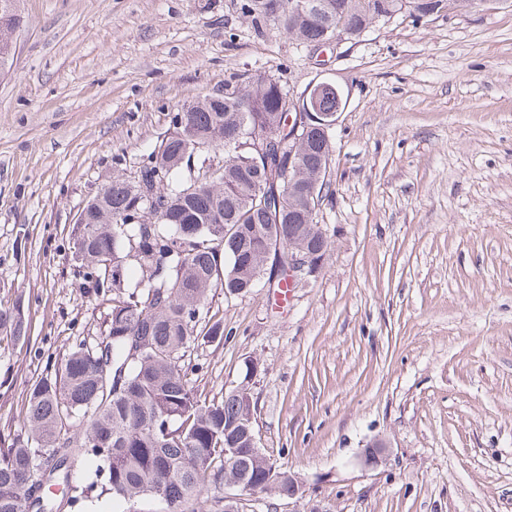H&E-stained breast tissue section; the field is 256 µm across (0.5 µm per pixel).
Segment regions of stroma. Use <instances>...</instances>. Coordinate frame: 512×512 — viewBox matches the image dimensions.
I'll use <instances>...</instances> for the list:
<instances>
[{
	"mask_svg": "<svg viewBox=\"0 0 512 512\" xmlns=\"http://www.w3.org/2000/svg\"><path fill=\"white\" fill-rule=\"evenodd\" d=\"M241 4L21 0L0 71V306L28 338H0V434L46 362L99 333L70 239L84 205L184 105L259 74L296 97L328 78L348 103L320 271L282 303L216 290L229 337L179 365L210 403L247 384L260 447L299 481L244 512H512V0L323 50Z\"/></svg>",
	"mask_w": 512,
	"mask_h": 512,
	"instance_id": "1",
	"label": "stroma"
}]
</instances>
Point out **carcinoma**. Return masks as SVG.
Wrapping results in <instances>:
<instances>
[{
    "label": "carcinoma",
    "mask_w": 512,
    "mask_h": 512,
    "mask_svg": "<svg viewBox=\"0 0 512 512\" xmlns=\"http://www.w3.org/2000/svg\"><path fill=\"white\" fill-rule=\"evenodd\" d=\"M298 2L246 0L242 9L313 43L339 23L359 35L392 10L469 12L480 0H331L332 9L304 14ZM21 22L16 12L13 24L0 25L1 69L13 59ZM289 95L280 80L258 75L237 96L182 107L173 131L82 210L71 235L84 279L106 304L101 335L77 340L28 389L25 432L0 448V512H66L94 491L131 512L145 497L164 512H224L228 476L288 497V474L269 481L265 458L248 448L249 403L231 392L220 403L202 401L178 360L199 341L224 339V323L208 317L212 291L235 294L274 276L265 266L269 246L291 234L321 258L328 251L316 217L331 189L332 138L313 130L303 137L291 186L284 158L256 162L227 149L238 137L287 136ZM193 166L211 177L193 181ZM155 187L162 216L128 223L143 191ZM0 331L26 338L20 307L0 308ZM226 442L243 453L236 466H225ZM89 461L96 467L83 484L77 474Z\"/></svg>",
    "instance_id": "cac0c4a2"
}]
</instances>
